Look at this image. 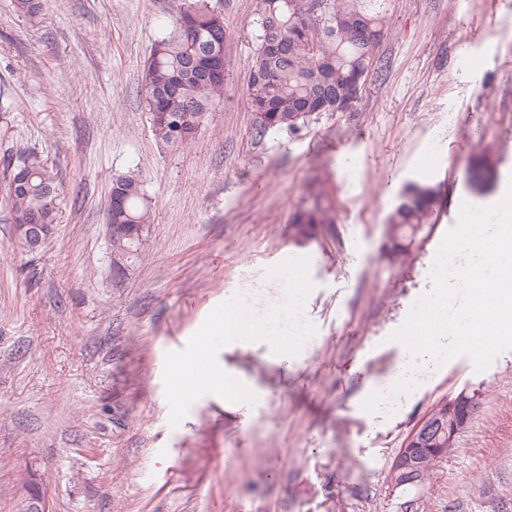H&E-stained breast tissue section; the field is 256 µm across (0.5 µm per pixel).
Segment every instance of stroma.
Returning <instances> with one entry per match:
<instances>
[{"mask_svg": "<svg viewBox=\"0 0 512 512\" xmlns=\"http://www.w3.org/2000/svg\"><path fill=\"white\" fill-rule=\"evenodd\" d=\"M229 34L224 100L192 145L159 142L142 106L146 61L175 0H44L35 18L0 0V87L12 107L0 157L56 174L57 226L37 254L0 206V512L31 480L52 512H512V348L476 371L449 361L394 416L368 413L459 197L494 204L512 180V0H386L353 108L258 135L247 97L258 0H209ZM494 172L485 191L470 168ZM140 173L153 214L121 282L105 237L113 179ZM437 193L408 253L389 219L408 184ZM326 210L309 236L298 214ZM311 259L299 354L236 341L225 371L260 394L209 396L169 425L167 352L219 303L266 306L269 267ZM477 409L425 486L389 481L412 430L443 401ZM233 458L225 469V458Z\"/></svg>", "mask_w": 512, "mask_h": 512, "instance_id": "stroma-1", "label": "stroma"}]
</instances>
